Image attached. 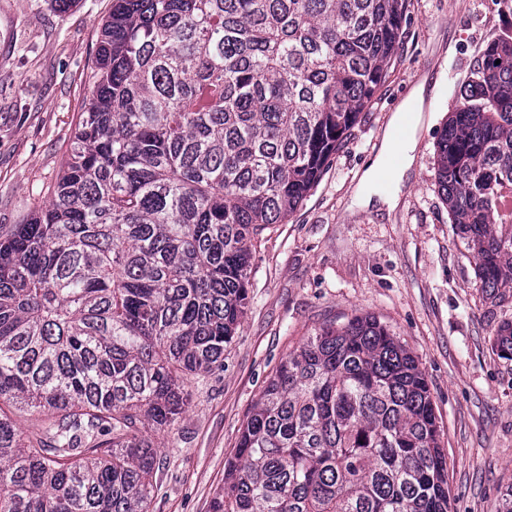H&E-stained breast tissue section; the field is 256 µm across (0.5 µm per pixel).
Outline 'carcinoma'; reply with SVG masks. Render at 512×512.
Returning <instances> with one entry per match:
<instances>
[{
    "instance_id": "1",
    "label": "carcinoma",
    "mask_w": 512,
    "mask_h": 512,
    "mask_svg": "<svg viewBox=\"0 0 512 512\" xmlns=\"http://www.w3.org/2000/svg\"><path fill=\"white\" fill-rule=\"evenodd\" d=\"M407 0H112L47 204L0 233V512H149L190 379L224 365L254 241L306 200L397 53ZM485 297L512 292V32L436 143ZM512 360V319L494 330ZM28 413L24 429L16 411ZM211 512H450L428 382L371 314L279 365Z\"/></svg>"
}]
</instances>
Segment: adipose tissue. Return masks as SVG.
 Here are the masks:
<instances>
[{
	"label": "adipose tissue",
	"instance_id": "obj_1",
	"mask_svg": "<svg viewBox=\"0 0 512 512\" xmlns=\"http://www.w3.org/2000/svg\"><path fill=\"white\" fill-rule=\"evenodd\" d=\"M423 92V85H415L406 100L407 105L414 108L412 115H405L400 110L393 112L382 134L379 151L364 171L357 186L356 197L361 203L368 205L378 200L387 208L396 207L400 186L414 161L418 139L416 134L412 133L399 144L395 142L392 132L407 120L415 127L420 126L422 115L419 107L423 100Z\"/></svg>",
	"mask_w": 512,
	"mask_h": 512
}]
</instances>
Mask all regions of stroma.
Segmentation results:
<instances>
[{
	"instance_id": "stroma-1",
	"label": "stroma",
	"mask_w": 512,
	"mask_h": 512,
	"mask_svg": "<svg viewBox=\"0 0 512 512\" xmlns=\"http://www.w3.org/2000/svg\"><path fill=\"white\" fill-rule=\"evenodd\" d=\"M112 0H0V232L24 223L66 158L89 103L96 40ZM512 29V0H408L385 85L298 210L265 231L247 314L224 364L158 434L150 512H210L240 427L289 351L331 320L372 313L424 371L448 455L451 512H497L512 485V360L494 328L512 303L486 300L435 185V145L485 44ZM425 81L415 162L395 213L352 193L382 132Z\"/></svg>"
}]
</instances>
